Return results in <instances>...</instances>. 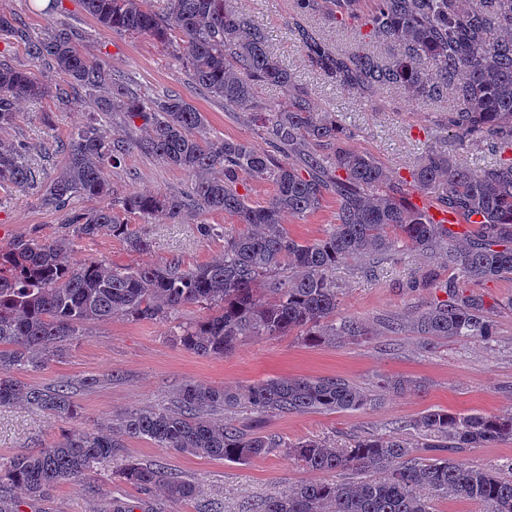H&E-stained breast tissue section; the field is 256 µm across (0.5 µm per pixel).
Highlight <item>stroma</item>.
I'll list each match as a JSON object with an SVG mask.
<instances>
[{"instance_id": "stroma-1", "label": "stroma", "mask_w": 512, "mask_h": 512, "mask_svg": "<svg viewBox=\"0 0 512 512\" xmlns=\"http://www.w3.org/2000/svg\"><path fill=\"white\" fill-rule=\"evenodd\" d=\"M229 3L263 29L272 55L288 67L317 111L330 113L349 134V146L370 153L393 180L405 183L410 202L430 209L440 205L438 190L422 191L413 183L412 173L428 151L445 152L474 170L512 159L510 143L463 141L443 126L454 99L418 103L409 101L396 86L373 94L336 86L310 66L292 31L298 23L335 52L347 55L360 50L390 60L391 46L370 39L368 26L338 24L323 7L300 12L297 0ZM1 11L21 18L27 35L34 39L62 28L78 32L89 56L104 62L123 84L149 97L176 92L205 113L211 136L244 139L265 147L262 129L250 122L247 113L201 95L172 49L152 37L121 36L106 30L84 11L80 0H62L56 7L48 6L46 0H0ZM20 110L22 119L0 129V141L30 145L33 167L42 177H54L65 159L63 143L72 129L88 122L89 113L75 105L63 106L53 97L21 103ZM46 113L51 123H44ZM110 182L114 197L121 198L135 193H180L188 189L190 178L159 157L135 151L121 167L111 170ZM65 219V212L43 208L31 192L0 191V250L19 238L44 241L64 235L69 231ZM122 219L129 230L146 235L147 252H130L122 238L103 234L76 240V258L132 267L175 259L182 268L191 269L224 252L223 237L202 239L197 225L221 224L230 232L242 229L236 217L222 212L192 213L180 224H150L133 213L123 214ZM335 220L336 198L331 195L321 211L300 218L288 215L284 223L294 237L314 241L323 238ZM430 268L436 281L422 285ZM456 277L443 262L429 261L411 249L381 261L367 274L360 263L341 264L335 273L339 288L336 317L359 322L367 336L314 347L295 335L246 337L224 356L197 355L170 339L178 323L203 317V309L196 305L161 320L115 317L86 323L81 336L66 345L46 369L20 375L34 386L99 377L96 387L75 393L80 418H54L25 405L0 408V463L21 450L50 447L71 432L95 430L127 410L168 405L173 392L188 380L232 387L274 377L335 376L371 390L383 378L404 377L417 381L420 388L404 395L382 393L379 404L361 410L257 417L242 409L225 414V423L239 425L254 419L261 432L285 442L284 447L242 463L188 456L156 447L146 439H131L117 456L97 465L90 481L60 485L46 501H24L23 512H106L114 498L143 502L157 512H246L250 503L284 494L302 483L326 480V473L308 469L289 455L286 445L297 439L318 437L341 443L369 434L405 433L410 422L430 408L465 414L512 413V280L462 285L463 293L482 296L490 308L495 331L491 341L458 338L427 347L412 333H395L389 327L390 320L407 318L445 299L444 287ZM133 460L162 462L198 485L200 496L172 503L160 490L141 491L122 475Z\"/></svg>"}]
</instances>
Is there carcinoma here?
I'll use <instances>...</instances> for the list:
<instances>
[{
  "mask_svg": "<svg viewBox=\"0 0 512 512\" xmlns=\"http://www.w3.org/2000/svg\"><path fill=\"white\" fill-rule=\"evenodd\" d=\"M84 10L115 34L147 35L176 48L192 83L224 106L250 112L265 131L269 149L210 136L203 113L176 94L145 98L117 82L91 60L75 34L61 29L30 39L17 18L0 12V32L25 45L28 56L52 65L88 96L74 104L88 112L119 113L144 136L117 137L96 117L71 131L66 159L49 181H40L24 144L0 142V188L28 187L57 211L76 198L112 193L108 168L133 150L155 155L191 177L179 194H132L120 201L126 212L180 224L190 213L224 212L248 226L228 234L199 224L204 239L224 236V254L184 270L175 262L118 267L78 260L73 239H19L0 253V407L23 404L54 418H74L79 405L69 383L38 387L17 377L54 360L80 335V327L116 316L163 318L187 305L208 314L178 324L172 341L199 356H222L244 337L295 334L310 345L338 338L361 339L365 329L336 322L339 293L332 272L341 262L404 248L448 256V268L467 281L512 278V162L472 171L448 155L430 152L413 173L425 191L442 187L440 205L475 231L459 232L409 203L403 185L392 181L372 156L345 145L329 116L313 111L307 92L267 49L260 28L224 7V0H165L155 11L148 0H81ZM338 21L364 22L371 35L396 53L380 63L366 53L344 57L301 25L295 36L311 65L343 88L375 91L398 85L411 101L435 102L453 93L460 106L444 124L468 140L512 141V0H329ZM288 88L280 104L257 99L260 84ZM49 88L31 72L0 59V129L19 118L20 100H41ZM298 155V163L288 154ZM274 186L272 198L253 205L237 191L240 174ZM336 194V222L313 242L293 238L288 214L304 217ZM67 223L76 237L105 231L122 235L130 251L149 249L142 234L127 232L110 205L75 213ZM448 299L418 311L395 330L409 329L431 342L494 336L484 300L447 284ZM417 383L384 380L381 388L404 394ZM380 400L342 377H276L248 385L215 387L188 381L170 406H144L94 431H75L49 448L21 451L0 463V512H22L13 494L44 501L61 484L88 479L94 466L147 439L201 458L247 462L285 447L302 465L334 473L332 482L303 483L287 494L250 505L248 512H434L433 499L453 498L485 512H512V475L459 457L469 448L512 441V415L424 411L413 423L416 438L393 433L358 437L338 447L323 439L284 443L253 429L236 428L213 412L248 409L288 415L360 410ZM382 477H376V474ZM127 481L158 488L172 502L196 498L197 485L157 463L132 462Z\"/></svg>",
  "mask_w": 512,
  "mask_h": 512,
  "instance_id": "obj_1",
  "label": "carcinoma"
}]
</instances>
